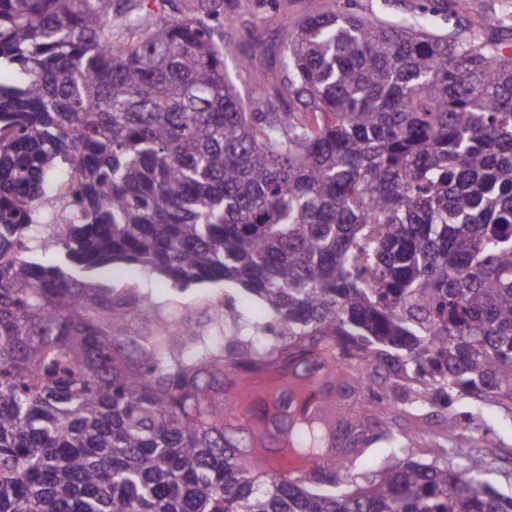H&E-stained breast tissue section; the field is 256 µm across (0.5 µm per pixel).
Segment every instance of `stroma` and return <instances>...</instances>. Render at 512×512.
I'll list each match as a JSON object with an SVG mask.
<instances>
[{"label":"stroma","instance_id":"1","mask_svg":"<svg viewBox=\"0 0 512 512\" xmlns=\"http://www.w3.org/2000/svg\"><path fill=\"white\" fill-rule=\"evenodd\" d=\"M348 10L379 17L388 22L404 19L418 22L431 31L459 39L482 33L488 17H497L502 29L503 53L512 54V0H225L223 18L209 19L214 41L224 51V66L243 101L255 97L258 86L251 72L241 65L244 51L253 36L267 44H277L290 34L294 23L311 13ZM102 277L118 283L136 285L165 302L170 283L136 265L109 264L101 268Z\"/></svg>","mask_w":512,"mask_h":512}]
</instances>
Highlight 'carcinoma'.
Listing matches in <instances>:
<instances>
[{
    "label": "carcinoma",
    "instance_id": "1",
    "mask_svg": "<svg viewBox=\"0 0 512 512\" xmlns=\"http://www.w3.org/2000/svg\"><path fill=\"white\" fill-rule=\"evenodd\" d=\"M494 29L309 15L254 46L248 108L198 17L0 0V63L23 75L0 82V512H512L486 479L494 426L448 406L512 424ZM46 224L68 265L25 245ZM112 262L265 315L177 324L93 274ZM269 321L311 341L302 361L255 365L285 349Z\"/></svg>",
    "mask_w": 512,
    "mask_h": 512
}]
</instances>
